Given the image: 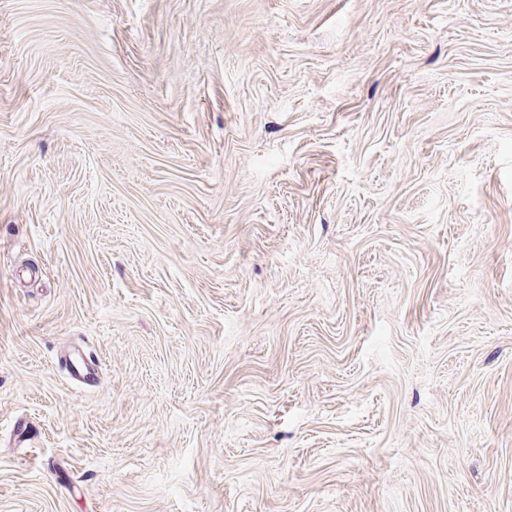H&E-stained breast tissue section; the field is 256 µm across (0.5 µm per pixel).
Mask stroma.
I'll list each match as a JSON object with an SVG mask.
<instances>
[{"mask_svg":"<svg viewBox=\"0 0 512 512\" xmlns=\"http://www.w3.org/2000/svg\"><path fill=\"white\" fill-rule=\"evenodd\" d=\"M0 512H512V0H0Z\"/></svg>","mask_w":512,"mask_h":512,"instance_id":"35a3bbf8","label":"stroma"}]
</instances>
